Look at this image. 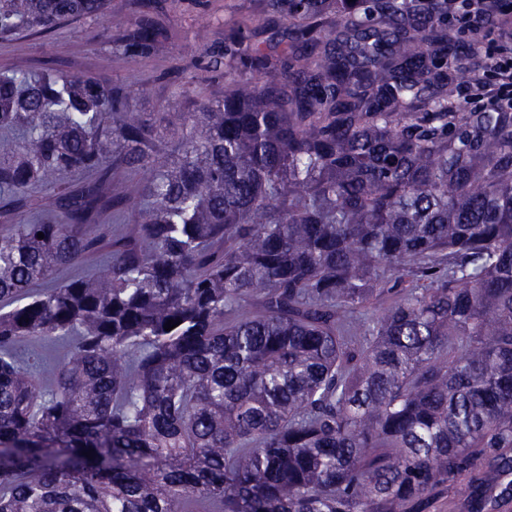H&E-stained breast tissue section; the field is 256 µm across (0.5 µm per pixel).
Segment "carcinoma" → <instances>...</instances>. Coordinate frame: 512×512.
Returning a JSON list of instances; mask_svg holds the SVG:
<instances>
[{
  "mask_svg": "<svg viewBox=\"0 0 512 512\" xmlns=\"http://www.w3.org/2000/svg\"><path fill=\"white\" fill-rule=\"evenodd\" d=\"M143 2L123 56L177 40ZM361 2L275 0L283 51L229 31L224 96L157 124L98 79L0 75V201L61 202L0 228V512L512 501V112L448 99L454 0ZM110 4L0 0V40ZM117 166L148 174L137 223L56 281ZM24 338L71 341L52 389ZM105 244H99L98 249L88 253L80 262L60 268L57 272L58 280L65 281L77 276L99 274L102 268L100 255L105 250ZM468 497V486L466 483H461L449 495L448 492L442 495L431 512H468L465 507Z\"/></svg>",
  "mask_w": 512,
  "mask_h": 512,
  "instance_id": "obj_1",
  "label": "carcinoma"
}]
</instances>
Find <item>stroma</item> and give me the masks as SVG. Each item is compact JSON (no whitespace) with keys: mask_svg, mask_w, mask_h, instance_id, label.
I'll return each instance as SVG.
<instances>
[{"mask_svg":"<svg viewBox=\"0 0 512 512\" xmlns=\"http://www.w3.org/2000/svg\"><path fill=\"white\" fill-rule=\"evenodd\" d=\"M140 0H112L108 20L79 19L41 35H19L0 40V73L23 65L52 67L65 73L92 76L120 89L140 112H182L187 100L224 94V72L209 68L210 59L223 55L224 34L238 26H264L275 22V40L286 37L288 23L277 19L273 0H156L165 22L184 32L178 45L164 46L141 59L115 54L112 37L117 24L129 20ZM448 26L465 46L482 36L505 39L512 45V14L472 17L470 23L449 15ZM488 78L484 57L472 52L468 59L449 65L448 89L466 111L479 112L478 81Z\"/></svg>","mask_w":512,"mask_h":512,"instance_id":"1","label":"stroma"}]
</instances>
